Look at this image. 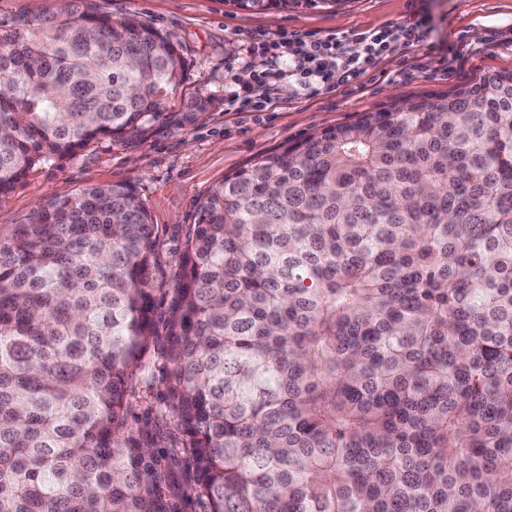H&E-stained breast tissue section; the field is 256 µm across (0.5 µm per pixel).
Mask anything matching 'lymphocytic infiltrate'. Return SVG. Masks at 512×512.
Segmentation results:
<instances>
[{
	"label": "lymphocytic infiltrate",
	"mask_w": 512,
	"mask_h": 512,
	"mask_svg": "<svg viewBox=\"0 0 512 512\" xmlns=\"http://www.w3.org/2000/svg\"><path fill=\"white\" fill-rule=\"evenodd\" d=\"M425 32L426 24L419 19L348 35L284 32L272 37L248 33L251 50L266 56L268 68L245 84L241 109L263 111L271 94L285 81L310 98L351 85L396 48L422 41Z\"/></svg>",
	"instance_id": "obj_1"
}]
</instances>
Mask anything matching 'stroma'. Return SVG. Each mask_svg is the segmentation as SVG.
<instances>
[{
	"mask_svg": "<svg viewBox=\"0 0 512 512\" xmlns=\"http://www.w3.org/2000/svg\"><path fill=\"white\" fill-rule=\"evenodd\" d=\"M113 14L154 23L179 41L188 60L184 90L219 97L217 108L193 123L157 127L145 140L102 143L78 157L33 169L0 196V228L25 223L39 202L95 185L125 184L146 206L152 223L168 228L165 246H179L198 204L224 176L284 143L364 113L420 96L445 93L480 74L512 70V0H337L326 9L253 12L232 0H95ZM427 19L428 37L383 59L357 84L314 98L283 85L260 117L229 111L236 79L266 67L240 35L260 31L351 34L409 19Z\"/></svg>",
	"mask_w": 512,
	"mask_h": 512,
	"instance_id": "stroma-1",
	"label": "stroma"
}]
</instances>
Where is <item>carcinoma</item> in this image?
I'll return each mask as SVG.
<instances>
[{"label": "carcinoma", "instance_id": "carcinoma-1", "mask_svg": "<svg viewBox=\"0 0 512 512\" xmlns=\"http://www.w3.org/2000/svg\"><path fill=\"white\" fill-rule=\"evenodd\" d=\"M185 69L87 0L0 29V195L214 108ZM166 235L126 185L0 231V512H512V71L287 142Z\"/></svg>", "mask_w": 512, "mask_h": 512}]
</instances>
